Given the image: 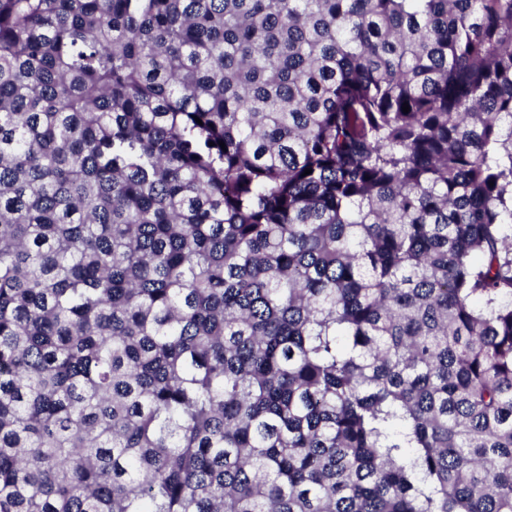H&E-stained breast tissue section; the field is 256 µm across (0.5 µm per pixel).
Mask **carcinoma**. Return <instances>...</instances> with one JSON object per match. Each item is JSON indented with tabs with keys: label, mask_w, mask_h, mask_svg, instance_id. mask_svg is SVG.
Instances as JSON below:
<instances>
[{
	"label": "carcinoma",
	"mask_w": 512,
	"mask_h": 512,
	"mask_svg": "<svg viewBox=\"0 0 512 512\" xmlns=\"http://www.w3.org/2000/svg\"><path fill=\"white\" fill-rule=\"evenodd\" d=\"M0 512H512V0H0Z\"/></svg>",
	"instance_id": "1"
}]
</instances>
